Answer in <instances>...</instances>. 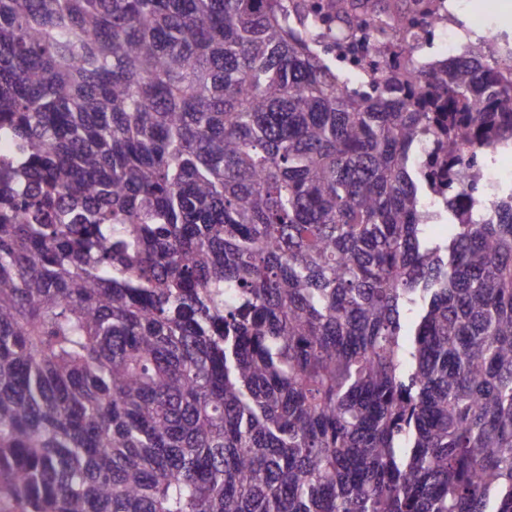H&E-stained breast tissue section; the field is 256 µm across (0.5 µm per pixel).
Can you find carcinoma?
Listing matches in <instances>:
<instances>
[{
  "instance_id": "1",
  "label": "carcinoma",
  "mask_w": 512,
  "mask_h": 512,
  "mask_svg": "<svg viewBox=\"0 0 512 512\" xmlns=\"http://www.w3.org/2000/svg\"><path fill=\"white\" fill-rule=\"evenodd\" d=\"M366 68L287 0H0L1 500L512 512V48Z\"/></svg>"
}]
</instances>
